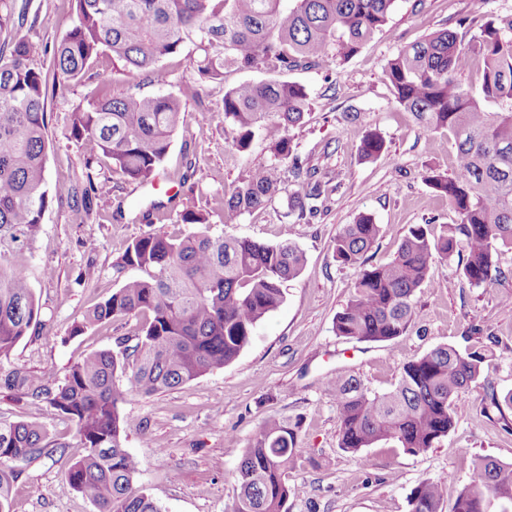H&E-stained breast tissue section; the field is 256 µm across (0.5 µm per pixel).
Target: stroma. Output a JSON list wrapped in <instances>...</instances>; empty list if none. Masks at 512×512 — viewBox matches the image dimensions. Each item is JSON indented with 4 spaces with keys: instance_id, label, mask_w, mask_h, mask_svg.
<instances>
[{
    "instance_id": "stroma-1",
    "label": "stroma",
    "mask_w": 512,
    "mask_h": 512,
    "mask_svg": "<svg viewBox=\"0 0 512 512\" xmlns=\"http://www.w3.org/2000/svg\"><path fill=\"white\" fill-rule=\"evenodd\" d=\"M25 7L24 24L0 29V42L17 38L53 48L74 26L70 0H15ZM512 19V0H396L386 24L349 59L334 58L322 68L289 72L306 86L311 107L290 135L303 166L335 176L338 187L313 218L288 214L297 190L287 178L271 203L225 223L223 202L252 170L273 158L268 141L255 137L246 152L234 150L224 132L225 88L262 81L259 69L230 70L223 82H197L184 57L167 60L166 91L197 82L199 96L187 99L158 187L128 181L107 159L70 138V115L101 90L114 95L153 93L149 77L132 76L102 61L78 84L60 85L47 99L50 148L45 177L50 187L93 178L97 191L90 210L69 198L53 201L40 230L26 246L27 272L49 335H29L9 363L63 381L86 353L115 349L118 337L137 325L122 318L75 336L71 330L87 309L123 281L115 270L127 246L146 233L188 232L180 216L188 210L209 218L215 234L275 244L289 238L306 264L285 285L283 304L256 328L236 360L176 389L148 398L131 397L123 407L131 427L124 446L140 461L135 484L164 512H228L234 475L262 421L271 415L299 422L298 454L288 472L289 512H409L422 478L444 487L442 512H452L458 493L473 479V459L483 455L512 464V410H498L492 395L512 391V249L501 248L503 276L493 285H471L459 269L433 264L415 296V316L406 335L387 343L340 339L334 318L352 292L358 270L336 262L330 241L362 213L371 214L380 235L366 255L368 264L393 259L417 225L440 233L456 216L425 182L429 172H450L456 159L448 132L425 130L403 110L384 79L385 65L403 46L448 29L476 33L487 21ZM385 141L371 162L359 157L368 131ZM495 336L491 359L462 393L455 427L435 448L420 455L391 443L363 455L339 446L336 398L327 377L347 371L368 388L394 387L401 365L436 345L465 349L467 341ZM37 415L46 429L41 455L14 461L21 477L13 512H95L73 489L65 471L82 449L73 424L47 404L19 400L0 388V422Z\"/></svg>"
}]
</instances>
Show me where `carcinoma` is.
Listing matches in <instances>:
<instances>
[{"mask_svg": "<svg viewBox=\"0 0 512 512\" xmlns=\"http://www.w3.org/2000/svg\"><path fill=\"white\" fill-rule=\"evenodd\" d=\"M77 22L56 45L47 69L33 67L40 45L18 39L0 45V361L38 323L39 307L21 262L44 212L62 191L45 179L48 85L79 81L102 58L122 63L132 75L166 85L167 58L195 47L193 67L201 81H222L227 70L261 69L272 78L242 82L224 92V130L239 152L261 135L274 162L254 169L224 199V223L270 203L279 191L281 166L306 173L288 201L289 213L314 217L331 180L298 164L289 135L310 107L306 87L285 75L317 68L332 54L355 55L381 28L396 0H74ZM479 62L477 89L461 76ZM385 80L400 107L415 113L428 130L455 138V167L431 172L425 181L448 199L457 216L433 236L417 226L383 265H366L380 227L368 213L343 225L332 240L336 261L360 267L353 291L336 314L337 336L385 343L404 335L414 316V297L433 262L462 270L474 286H489L501 274L498 251L512 245V20L492 22L465 39L442 30L397 52ZM198 96L188 83L179 94L158 91L116 97L106 91L71 113L70 137L92 147L127 178L146 182L164 162L183 110ZM385 147L375 131L365 136L360 156L378 158ZM96 191L86 185L67 194L90 207ZM181 223L197 228L181 237L149 233L135 239L117 265L125 279L97 304L71 335L98 323L142 317L117 352H92L57 384L23 367L12 368L5 387L45 401L75 427L85 454L66 478L89 499L95 512H162L134 486L138 459L123 446L130 427L123 405L132 396L173 390L232 362L250 343L257 325L284 301L283 286L297 278L304 253L288 239L267 245L209 232L207 216L186 211ZM485 347L460 350L439 344L400 367L395 387L371 391L351 374L326 381L336 397L340 447L358 454L380 442L409 454L435 447L454 428V407L490 357ZM299 423L266 418L245 449L235 472L230 512H289L288 470L297 451ZM46 432L34 418L0 422V512H12L20 472L10 462L45 451ZM475 479L460 492L452 512H482L491 501L512 512V464L478 457ZM444 489L418 481L410 512H441Z\"/></svg>", "mask_w": 512, "mask_h": 512, "instance_id": "obj_1", "label": "carcinoma"}]
</instances>
